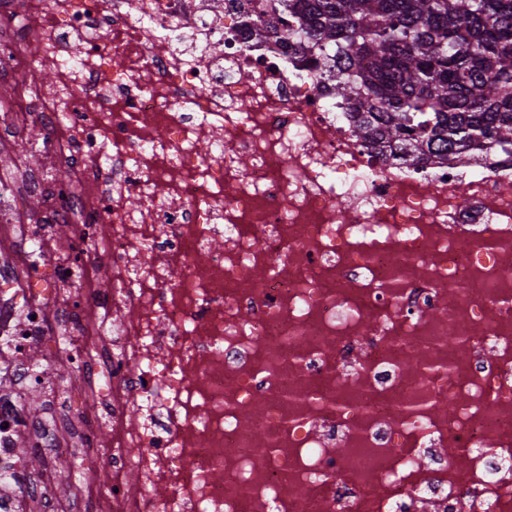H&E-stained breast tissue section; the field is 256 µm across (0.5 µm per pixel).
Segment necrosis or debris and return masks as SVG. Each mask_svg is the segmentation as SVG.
<instances>
[{
  "mask_svg": "<svg viewBox=\"0 0 512 512\" xmlns=\"http://www.w3.org/2000/svg\"><path fill=\"white\" fill-rule=\"evenodd\" d=\"M3 81L0 512L22 441L32 512H512L511 158L379 164L227 0H0ZM51 320L91 404L35 425Z\"/></svg>",
  "mask_w": 512,
  "mask_h": 512,
  "instance_id": "4bbe7bcc",
  "label": "necrosis or debris"
}]
</instances>
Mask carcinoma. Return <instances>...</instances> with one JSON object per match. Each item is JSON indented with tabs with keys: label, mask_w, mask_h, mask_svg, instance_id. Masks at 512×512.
Instances as JSON below:
<instances>
[{
	"label": "carcinoma",
	"mask_w": 512,
	"mask_h": 512,
	"mask_svg": "<svg viewBox=\"0 0 512 512\" xmlns=\"http://www.w3.org/2000/svg\"><path fill=\"white\" fill-rule=\"evenodd\" d=\"M245 14L257 39L311 53L384 160L512 156V0H251Z\"/></svg>",
	"instance_id": "carcinoma-1"
}]
</instances>
